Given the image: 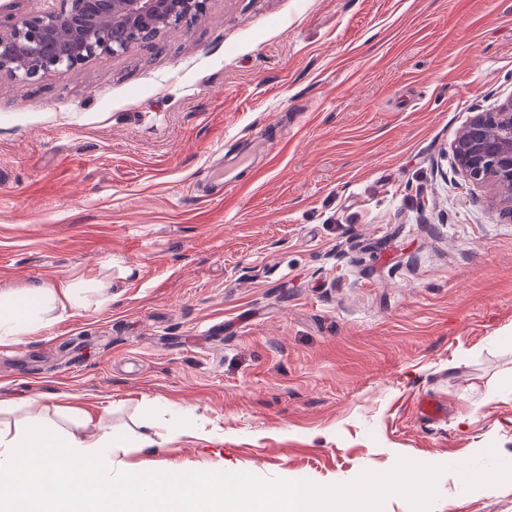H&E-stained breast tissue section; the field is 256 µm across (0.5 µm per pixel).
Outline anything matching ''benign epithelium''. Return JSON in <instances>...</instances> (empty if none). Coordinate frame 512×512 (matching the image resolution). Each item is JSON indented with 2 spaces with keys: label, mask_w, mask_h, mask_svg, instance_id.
<instances>
[{
  "label": "benign epithelium",
  "mask_w": 512,
  "mask_h": 512,
  "mask_svg": "<svg viewBox=\"0 0 512 512\" xmlns=\"http://www.w3.org/2000/svg\"><path fill=\"white\" fill-rule=\"evenodd\" d=\"M207 0H53L48 10L0 31V75L29 81L72 70L104 55L151 44L164 30L203 16ZM65 42L64 55L51 50ZM472 181L490 178L512 219V99L494 112H478L451 145Z\"/></svg>",
  "instance_id": "obj_1"
}]
</instances>
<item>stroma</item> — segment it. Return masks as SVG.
<instances>
[{"instance_id":"1","label":"stroma","mask_w":512,"mask_h":512,"mask_svg":"<svg viewBox=\"0 0 512 512\" xmlns=\"http://www.w3.org/2000/svg\"><path fill=\"white\" fill-rule=\"evenodd\" d=\"M510 98L512 0H208L151 47L0 78V290L112 281L0 345V427L318 485L512 457V221L451 151ZM438 490L512 512V483Z\"/></svg>"}]
</instances>
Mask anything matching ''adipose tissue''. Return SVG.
Masks as SVG:
<instances>
[{
    "instance_id": "obj_1",
    "label": "adipose tissue",
    "mask_w": 512,
    "mask_h": 512,
    "mask_svg": "<svg viewBox=\"0 0 512 512\" xmlns=\"http://www.w3.org/2000/svg\"><path fill=\"white\" fill-rule=\"evenodd\" d=\"M101 302L111 301L107 283L77 275L52 284L33 282L20 289L0 291V345L20 342L25 336L60 317L86 309L90 291Z\"/></svg>"
}]
</instances>
